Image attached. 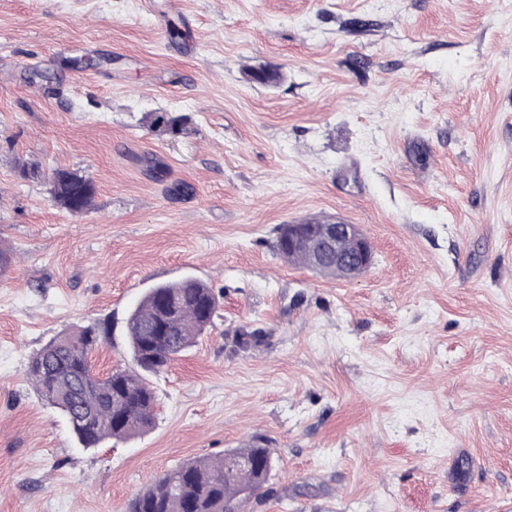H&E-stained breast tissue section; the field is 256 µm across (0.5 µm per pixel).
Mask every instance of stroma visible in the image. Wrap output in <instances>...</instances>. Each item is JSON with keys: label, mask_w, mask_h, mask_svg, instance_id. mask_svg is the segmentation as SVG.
Segmentation results:
<instances>
[{"label": "stroma", "mask_w": 512, "mask_h": 512, "mask_svg": "<svg viewBox=\"0 0 512 512\" xmlns=\"http://www.w3.org/2000/svg\"><path fill=\"white\" fill-rule=\"evenodd\" d=\"M332 219L358 279L276 257ZM186 276L218 312L154 428L80 448L29 356L97 323L128 366L129 311ZM253 445L244 512H512V0H0V512H125ZM51 186L54 201L71 212L80 213L93 203L92 184L85 177L58 170L53 173Z\"/></svg>", "instance_id": "1"}]
</instances>
